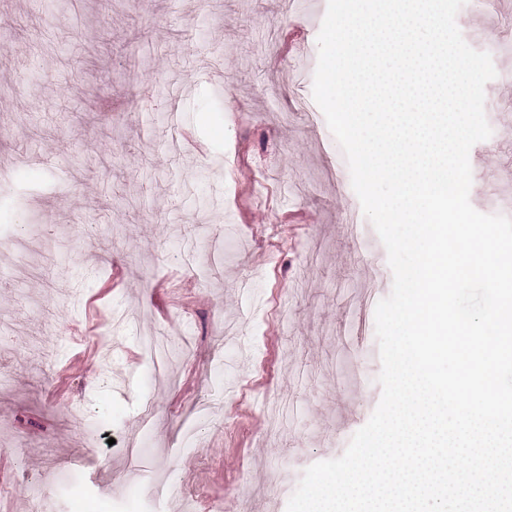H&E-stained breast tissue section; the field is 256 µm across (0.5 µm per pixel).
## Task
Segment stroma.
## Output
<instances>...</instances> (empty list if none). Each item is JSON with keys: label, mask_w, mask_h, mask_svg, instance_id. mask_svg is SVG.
<instances>
[{"label": "stroma", "mask_w": 512, "mask_h": 512, "mask_svg": "<svg viewBox=\"0 0 512 512\" xmlns=\"http://www.w3.org/2000/svg\"><path fill=\"white\" fill-rule=\"evenodd\" d=\"M465 5L468 45L512 41V0ZM322 21L282 0H0V512H286L371 417L393 273L313 99ZM493 64L469 153L484 214L512 199V52ZM48 231L57 261L18 270L9 241Z\"/></svg>", "instance_id": "stroma-1"}]
</instances>
